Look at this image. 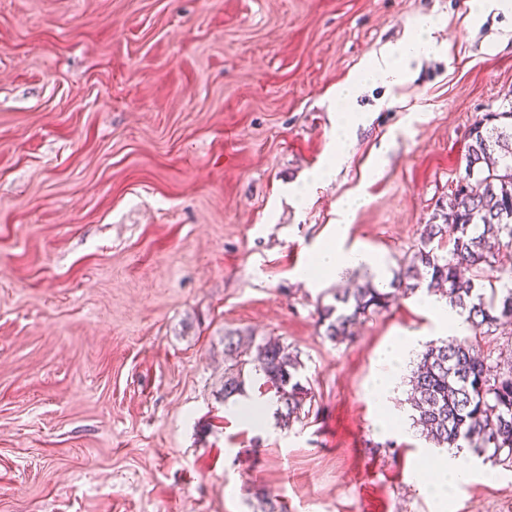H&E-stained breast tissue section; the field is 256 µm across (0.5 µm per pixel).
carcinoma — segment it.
I'll use <instances>...</instances> for the list:
<instances>
[{
  "mask_svg": "<svg viewBox=\"0 0 512 512\" xmlns=\"http://www.w3.org/2000/svg\"><path fill=\"white\" fill-rule=\"evenodd\" d=\"M469 137L467 190L452 191L445 223L424 226L421 246L389 284L371 275L358 288L334 293L335 303L319 311L329 339H349L357 324L424 282L466 315L476 336L512 323V274L499 287L483 284L484 271L502 264V248L512 247V112L486 115ZM443 233L448 251L438 254L429 244ZM224 354L234 358L224 372V398L243 392L248 366L275 390L281 420L300 418L308 391L288 347L270 337L245 346L239 335L228 333ZM410 383L416 421L435 445L468 447L494 462L512 460V370L494 371L470 338L427 343Z\"/></svg>",
  "mask_w": 512,
  "mask_h": 512,
  "instance_id": "cac0c4a2",
  "label": "carcinoma"
}]
</instances>
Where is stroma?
Here are the masks:
<instances>
[{
	"mask_svg": "<svg viewBox=\"0 0 512 512\" xmlns=\"http://www.w3.org/2000/svg\"><path fill=\"white\" fill-rule=\"evenodd\" d=\"M428 16L434 49L361 85L333 159L338 86ZM508 110L512 11L468 0H0V512H512L481 456L426 492L416 355L373 393L395 338H446L426 289L336 343L317 306L364 268L299 278L353 194L342 248L390 280ZM228 333L297 354L306 416L239 412L276 395L225 397Z\"/></svg>",
	"mask_w": 512,
	"mask_h": 512,
	"instance_id": "obj_1",
	"label": "stroma"
}]
</instances>
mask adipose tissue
I'll list each match as a JSON object with an SVG mask.
<instances>
[{"label": "adipose tissue", "mask_w": 512, "mask_h": 512, "mask_svg": "<svg viewBox=\"0 0 512 512\" xmlns=\"http://www.w3.org/2000/svg\"><path fill=\"white\" fill-rule=\"evenodd\" d=\"M436 22L433 18H426L417 26L415 32L406 41L389 48L385 53L370 58L360 77L341 85L337 89L341 101L353 99L359 91L360 84L365 80H382L398 82L405 75L404 62L429 51L433 46V32ZM364 200L356 195L339 198L336 209L341 217L334 236L321 244L315 251L310 271L302 272V279H309L311 272L322 275H333L349 265H376L375 256L358 251L345 252L341 249V242L345 232V221L362 206Z\"/></svg>", "instance_id": "ef3b65f1"}]
</instances>
